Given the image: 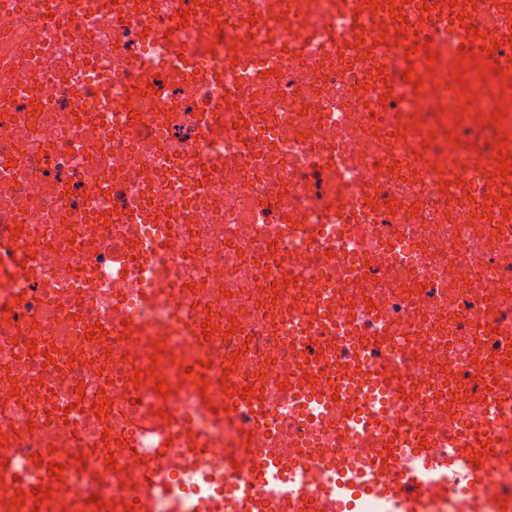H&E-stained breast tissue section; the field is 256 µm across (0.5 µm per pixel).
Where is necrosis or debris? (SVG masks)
I'll list each match as a JSON object with an SVG mask.
<instances>
[{
  "mask_svg": "<svg viewBox=\"0 0 512 512\" xmlns=\"http://www.w3.org/2000/svg\"><path fill=\"white\" fill-rule=\"evenodd\" d=\"M377 2L413 25L465 16L487 39L512 34V0ZM349 23L297 0H0V461L25 474L20 512H41L33 491L59 458L75 490L50 512H102L92 497L145 473L135 424L164 429L170 403L197 414L203 465L236 461L228 485L259 483L258 456L277 450L366 461L341 414L369 389L312 421L287 400L305 322L352 366L385 337L402 388L384 433L435 452L447 427L487 432L512 456V367L484 392L463 341L480 322L482 350L512 351V180L486 165L512 113L481 123L501 98L492 78L445 108L406 90L403 58L341 43ZM400 113L427 143L406 141ZM454 154L469 163L444 190L430 167ZM154 267L165 280L146 298ZM97 325L106 338L87 339ZM161 346L165 392L136 386ZM227 381L269 401L265 423L231 409Z\"/></svg>",
  "mask_w": 512,
  "mask_h": 512,
  "instance_id": "necrosis-or-debris-1",
  "label": "necrosis or debris"
}]
</instances>
